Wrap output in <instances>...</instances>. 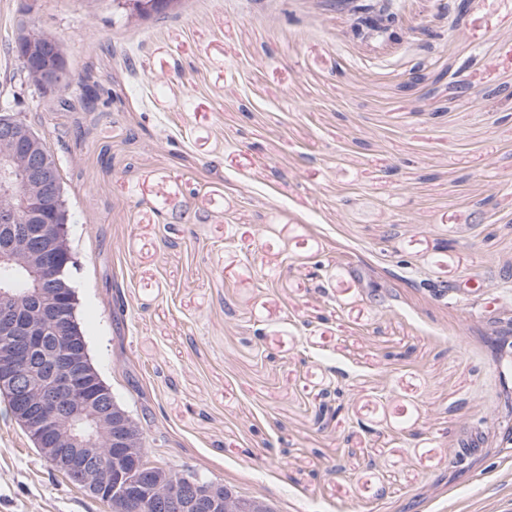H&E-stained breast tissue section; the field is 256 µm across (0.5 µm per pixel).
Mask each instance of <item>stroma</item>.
I'll list each match as a JSON object with an SVG mask.
<instances>
[{
    "label": "stroma",
    "instance_id": "35a3bbf8",
    "mask_svg": "<svg viewBox=\"0 0 512 512\" xmlns=\"http://www.w3.org/2000/svg\"><path fill=\"white\" fill-rule=\"evenodd\" d=\"M447 4L399 0L385 45L336 0L136 25L0 0V106L26 21L119 94L18 109L61 163L91 359L168 439L151 456L275 512H512V0ZM0 512H107L1 397Z\"/></svg>",
    "mask_w": 512,
    "mask_h": 512
}]
</instances>
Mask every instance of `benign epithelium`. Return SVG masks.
<instances>
[{"label": "benign epithelium", "mask_w": 512, "mask_h": 512, "mask_svg": "<svg viewBox=\"0 0 512 512\" xmlns=\"http://www.w3.org/2000/svg\"><path fill=\"white\" fill-rule=\"evenodd\" d=\"M364 41H391L393 0H338ZM26 86L54 99L74 83L62 46L47 29L22 27L12 43ZM57 155L22 112L0 111V264L32 281L26 306L0 289V392L15 421L56 471L107 505L109 512H267L265 500L225 499L220 481L139 453L141 430L119 409L91 365L75 318L78 298L64 271L77 267ZM78 395L73 413L66 401Z\"/></svg>", "instance_id": "1"}]
</instances>
